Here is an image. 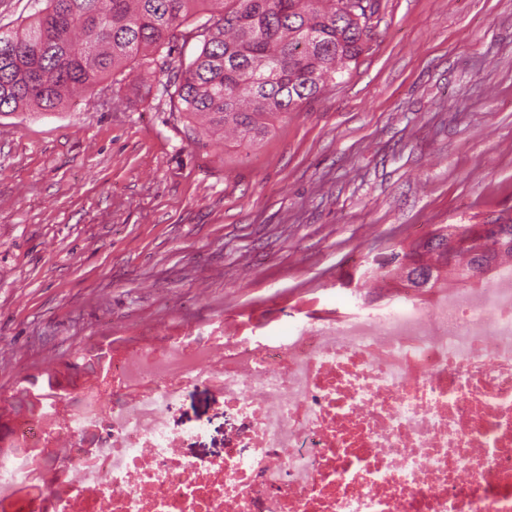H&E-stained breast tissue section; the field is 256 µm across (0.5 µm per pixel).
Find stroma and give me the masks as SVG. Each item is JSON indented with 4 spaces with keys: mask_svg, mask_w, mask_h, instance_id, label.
<instances>
[{
    "mask_svg": "<svg viewBox=\"0 0 512 512\" xmlns=\"http://www.w3.org/2000/svg\"><path fill=\"white\" fill-rule=\"evenodd\" d=\"M249 142L165 100L0 113V407L86 344L278 335L438 224L512 215V0H379L350 74ZM175 429L224 452L205 386Z\"/></svg>",
    "mask_w": 512,
    "mask_h": 512,
    "instance_id": "stroma-1",
    "label": "stroma"
}]
</instances>
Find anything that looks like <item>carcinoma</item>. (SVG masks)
Here are the masks:
<instances>
[{
    "instance_id": "cac0c4a2",
    "label": "carcinoma",
    "mask_w": 512,
    "mask_h": 512,
    "mask_svg": "<svg viewBox=\"0 0 512 512\" xmlns=\"http://www.w3.org/2000/svg\"><path fill=\"white\" fill-rule=\"evenodd\" d=\"M25 26L0 32V112H52L70 93H94L106 80L119 95L134 69L166 66L162 83L170 111L203 117L212 130L232 128L254 141L269 119L288 115L318 97L357 62L371 39L377 0H45ZM209 4L211 17L188 36L200 43L187 65L165 62L179 28ZM501 242L472 224L431 233L436 243L412 242L379 261L384 282L421 295L448 284V270L486 281L512 260V218ZM85 357L46 374L45 386L77 374Z\"/></svg>"
}]
</instances>
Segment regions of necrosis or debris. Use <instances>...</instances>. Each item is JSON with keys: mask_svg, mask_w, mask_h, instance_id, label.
Masks as SVG:
<instances>
[{"mask_svg": "<svg viewBox=\"0 0 512 512\" xmlns=\"http://www.w3.org/2000/svg\"><path fill=\"white\" fill-rule=\"evenodd\" d=\"M207 387L242 427L187 460L170 421ZM0 512H512V264L488 284L284 335L110 352L0 437Z\"/></svg>", "mask_w": 512, "mask_h": 512, "instance_id": "1", "label": "necrosis or debris"}]
</instances>
